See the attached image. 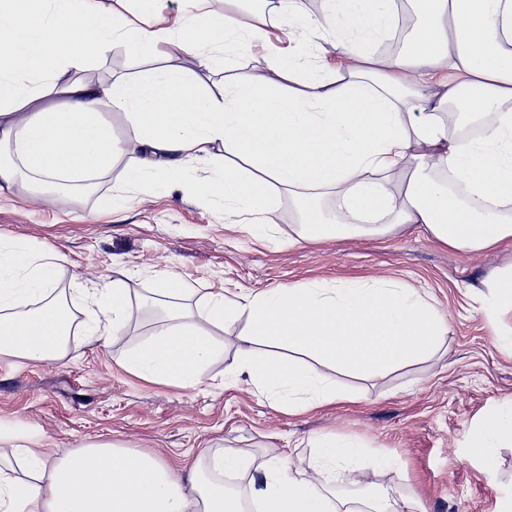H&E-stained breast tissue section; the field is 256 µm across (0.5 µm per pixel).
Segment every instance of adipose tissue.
Masks as SVG:
<instances>
[{"instance_id":"adipose-tissue-1","label":"adipose tissue","mask_w":512,"mask_h":512,"mask_svg":"<svg viewBox=\"0 0 512 512\" xmlns=\"http://www.w3.org/2000/svg\"><path fill=\"white\" fill-rule=\"evenodd\" d=\"M206 2L182 0L176 20L134 27L99 0H0V135L16 155L0 164V192L20 183L90 182L123 154L136 157L127 183L155 174L171 184L190 161L220 149L223 174L201 192L223 201L225 216H248L259 237H276L274 202L285 191L298 218L292 246L420 224L452 249L512 250V0H416L420 22L407 49L382 59L372 43L392 31L397 0H324L317 22L303 0H278L288 23L317 31L322 45L274 58L281 80L240 79L220 98L176 69L110 84L71 80L118 43L140 56L178 50L214 69L265 38L260 27ZM330 50L340 75L314 74L315 52ZM458 100L479 121L478 138L449 136L441 113ZM106 104L126 115L125 140L103 116ZM438 171L465 184L466 200L435 179ZM328 191L332 223L319 208ZM58 278L53 256L0 236V356L64 357L71 310L54 294ZM481 285L493 326L512 311V270ZM132 295L120 278L94 289L84 335H123L141 307H162L165 327L130 350L125 364L146 380L191 389L223 353L213 329L245 320L234 373L291 413L345 398L299 356L339 372L382 375L434 354L447 332L432 305L395 282L216 293L199 308L193 288L171 278L140 302ZM14 440L13 462L0 464V512H245L249 503L261 512H415L404 496H330L363 453L333 436L314 439L317 459L309 465L280 452L257 468L240 449L223 450L207 467L197 459L174 468L114 443L53 455L25 435ZM475 444L493 464L498 448L512 444V407L488 419ZM210 468L251 470L249 495L209 481Z\"/></svg>"}]
</instances>
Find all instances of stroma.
Returning a JSON list of instances; mask_svg holds the SVG:
<instances>
[{
	"mask_svg": "<svg viewBox=\"0 0 512 512\" xmlns=\"http://www.w3.org/2000/svg\"><path fill=\"white\" fill-rule=\"evenodd\" d=\"M234 15L242 24L263 26L268 37L229 72L206 70L182 54L137 58L118 45L105 58L92 59L80 76L109 82L175 66L220 95L228 73L275 79L269 57L308 36L289 31L269 0ZM132 162V156H121L89 193L76 186L42 197L33 186L19 184L0 195V235L59 254L56 294L74 312L85 306L81 289L109 287L120 272L140 294L157 279L172 277L201 297L382 279L417 288L446 318V350L384 376H337V385L353 392L354 400L290 414L272 408L247 383L230 381L241 320L215 330L224 355L208 366V379L197 388L151 383L126 369V354L163 326L143 313L127 335L104 344L70 336L58 361L0 356L1 458L11 457V435L21 432L39 448L112 442L162 455L175 467L205 448L242 449L258 463L274 452L306 462L315 455L310 437L325 434L364 446L358 490L387 487L425 512H498L512 502V446L498 449L492 480L472 446L479 425L512 404V351L497 343L483 303L471 291L511 263V253L454 250L437 244L419 224L291 248L286 240L297 228L287 195L276 204L278 238L267 241L255 238L237 217H225L221 201L169 190L153 179L125 187ZM116 195L124 199L117 211ZM377 452L396 457L402 470H373L368 457Z\"/></svg>",
	"mask_w": 512,
	"mask_h": 512,
	"instance_id": "stroma-1",
	"label": "stroma"
}]
</instances>
